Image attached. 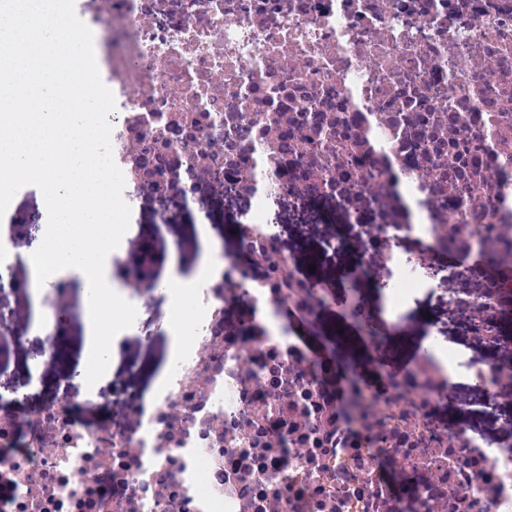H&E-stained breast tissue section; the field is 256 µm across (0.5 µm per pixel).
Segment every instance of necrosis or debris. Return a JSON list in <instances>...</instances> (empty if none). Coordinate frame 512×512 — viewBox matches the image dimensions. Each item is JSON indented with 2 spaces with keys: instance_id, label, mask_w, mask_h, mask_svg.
<instances>
[{
  "instance_id": "obj_1",
  "label": "necrosis or debris",
  "mask_w": 512,
  "mask_h": 512,
  "mask_svg": "<svg viewBox=\"0 0 512 512\" xmlns=\"http://www.w3.org/2000/svg\"><path fill=\"white\" fill-rule=\"evenodd\" d=\"M116 110L131 223L233 212L189 289L182 354L152 399L112 388L0 401V512H512V363L443 346L411 363L326 365L303 332L336 296L299 266L283 214L339 222L320 272L380 267L386 332L420 301L512 348V0H75ZM0 262V326L32 286ZM69 277L43 293L60 353ZM483 430L448 419L451 372Z\"/></svg>"
}]
</instances>
